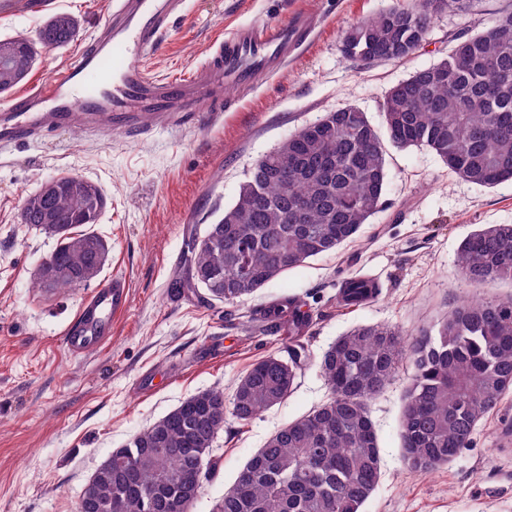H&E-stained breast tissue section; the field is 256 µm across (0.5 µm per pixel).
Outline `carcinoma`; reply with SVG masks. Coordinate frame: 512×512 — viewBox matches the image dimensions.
Returning <instances> with one entry per match:
<instances>
[{
	"label": "carcinoma",
	"mask_w": 512,
	"mask_h": 512,
	"mask_svg": "<svg viewBox=\"0 0 512 512\" xmlns=\"http://www.w3.org/2000/svg\"><path fill=\"white\" fill-rule=\"evenodd\" d=\"M473 0H404L400 6L349 25L342 52L368 65L404 60L426 41L445 12L466 13ZM76 36L67 14L52 17L36 38L0 40L14 69L0 71V93L20 83L39 50ZM378 129L355 107L325 113L297 130L250 169L235 201L200 237L187 243L186 275L169 293L180 296L199 276L205 298L232 303L288 269L336 250L383 206L387 149L425 147L448 170L481 187L512 183V10L466 38L458 37L437 63L393 86ZM106 199L78 175L56 178V190L25 198L20 220L57 240L34 283L66 292L94 280L107 242L76 228L98 222ZM461 277L477 288L512 281V224H486L458 250ZM378 293L352 278L341 300L359 306ZM310 315L288 300L287 356L268 355L243 375L232 414L249 422L294 390ZM411 357L414 373L401 417L404 459L430 474L469 446L477 424L512 390V297L485 296L462 304L434 326L404 336L398 329L360 326L327 350L321 372L329 402L271 435L212 512H360L380 472V448L366 403ZM224 429V392H199L112 451L94 495L81 496L89 512H192L208 459Z\"/></svg>",
	"instance_id": "cac0c4a2"
}]
</instances>
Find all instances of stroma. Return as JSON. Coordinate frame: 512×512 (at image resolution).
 Instances as JSON below:
<instances>
[{
  "label": "stroma",
  "instance_id": "obj_1",
  "mask_svg": "<svg viewBox=\"0 0 512 512\" xmlns=\"http://www.w3.org/2000/svg\"><path fill=\"white\" fill-rule=\"evenodd\" d=\"M399 0H187L162 46L146 59L150 72L185 77L215 41L254 19L287 20L303 8L321 28L278 77L231 88L232 107L219 123L191 122L134 137L91 139L66 131L54 140L0 152V512H76L81 491L113 449L192 395L223 390L288 338L258 310L293 298L312 320L302 334L305 360L292 394L243 423L224 415L193 512H211L240 471L280 427L326 403L325 351L361 325L414 333L453 312L473 292L458 271L462 240L482 224H512V184L476 186L450 173L430 151L389 148L383 209L335 251L306 260L243 300L205 305L194 290L172 297L169 284L186 271V244L203 234L236 198L253 164L325 113L356 107L383 122L389 89L445 57L452 36L483 30L512 0H478L466 14L447 12L405 61L361 67L341 51L349 23ZM107 0H53L50 12L0 18V40L36 36L50 14L71 16L77 35L42 50L26 77L41 84L82 49L105 21ZM77 174L107 199L94 231L109 245L100 273L126 275L127 313L104 345L74 356L62 343L89 286L66 293L35 289L33 275L56 246L54 237L22 224L27 195L47 180ZM367 277L374 299L347 306L342 284ZM413 366L368 403L381 454L379 482L361 512H512V393L479 422L471 444L435 473L404 462L400 420Z\"/></svg>",
  "mask_w": 512,
  "mask_h": 512
}]
</instances>
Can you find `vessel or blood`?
<instances>
[{
  "label": "vessel or blood",
  "mask_w": 512,
  "mask_h": 512,
  "mask_svg": "<svg viewBox=\"0 0 512 512\" xmlns=\"http://www.w3.org/2000/svg\"><path fill=\"white\" fill-rule=\"evenodd\" d=\"M185 7L186 0H110L103 26L86 47L48 82L0 104V149L71 129L109 139L183 126L203 113L217 120L228 87L274 78L319 25L306 11L279 25L248 23L215 42L190 76L153 75L143 60L159 49ZM129 301L125 276L113 275L94 288L64 332L67 351L81 355L102 345Z\"/></svg>",
  "instance_id": "vessel-or-blood-1"
}]
</instances>
